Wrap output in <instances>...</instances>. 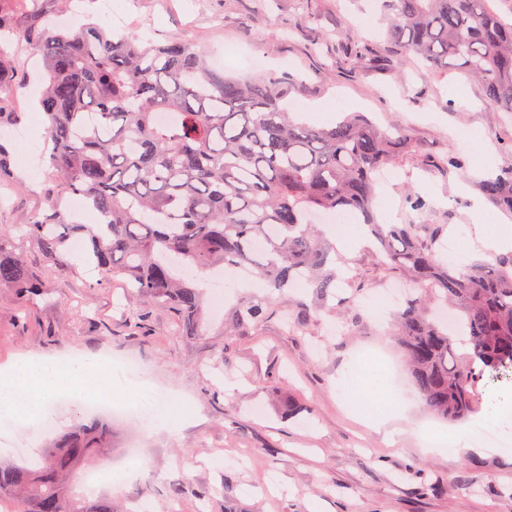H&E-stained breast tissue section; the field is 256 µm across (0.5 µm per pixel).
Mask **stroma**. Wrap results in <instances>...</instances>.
Here are the masks:
<instances>
[{
  "label": "stroma",
  "mask_w": 512,
  "mask_h": 512,
  "mask_svg": "<svg viewBox=\"0 0 512 512\" xmlns=\"http://www.w3.org/2000/svg\"><path fill=\"white\" fill-rule=\"evenodd\" d=\"M112 10L132 13L128 31L154 40L177 34L217 59L234 52L225 74L292 76L289 100L319 105L331 119L364 112L382 130L404 131L411 149L378 187V223L440 224L444 240L461 245L476 235V212H484L485 226L512 224L477 189L479 166L512 169V114L487 104L481 84L460 70L430 69L394 53L380 34L375 0H112ZM256 57L263 66H253ZM0 64L13 70V94L0 110L17 113L15 128L27 132L21 141L0 134L8 196L0 228L40 281L26 304L17 289L0 286V367L24 356L132 354L143 379L162 387L176 411L164 429L110 421L105 457L135 443L141 458L120 484L82 479L73 483L75 493L111 497L116 512L138 505L197 512L202 504L208 512H512V447L468 453L479 467L465 485L457 480V459L427 451L423 432L455 428L425 413L413 387L396 379L401 355L372 301L411 282L376 260L370 239L342 248L336 264L347 310L319 315L308 333L284 324L289 310L313 304L307 289L271 298L266 289L229 279L208 286L207 297H223L224 307L193 336L181 331L171 307L132 299L120 278L100 274L82 253L54 265L35 239L18 237L13 224L47 204L38 104L44 67L24 43ZM453 150L468 155L465 167H449ZM411 192L425 198L424 212L406 205ZM246 298L267 299V318L225 335V320ZM133 313L140 317L135 326ZM352 356L363 369L385 370L384 393L402 408L396 436L374 431L337 389L338 371ZM289 396L304 405L300 418H283ZM89 421L82 408L60 402L52 425L21 444L37 455Z\"/></svg>",
  "instance_id": "1"
}]
</instances>
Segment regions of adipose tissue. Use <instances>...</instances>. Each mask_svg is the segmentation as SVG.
<instances>
[{
  "instance_id": "1",
  "label": "adipose tissue",
  "mask_w": 512,
  "mask_h": 512,
  "mask_svg": "<svg viewBox=\"0 0 512 512\" xmlns=\"http://www.w3.org/2000/svg\"><path fill=\"white\" fill-rule=\"evenodd\" d=\"M383 376L375 370L361 371L356 361L342 367L337 387L358 401L366 420L381 426L391 420L396 406L391 399L369 400L370 391L380 387ZM112 390V375L105 372L98 356L87 355L66 363L47 358H22L0 369V424L18 420L40 422L46 397L61 394L75 403L93 394Z\"/></svg>"
}]
</instances>
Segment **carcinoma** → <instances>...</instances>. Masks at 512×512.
Returning <instances> with one entry per match:
<instances>
[{
  "instance_id": "cac0c4a2",
  "label": "carcinoma",
  "mask_w": 512,
  "mask_h": 512,
  "mask_svg": "<svg viewBox=\"0 0 512 512\" xmlns=\"http://www.w3.org/2000/svg\"><path fill=\"white\" fill-rule=\"evenodd\" d=\"M386 38L430 68L464 69L486 98L512 112V20L495 0H381ZM22 39L42 54L40 99L53 188L48 209L13 227L40 241L51 263L73 238L104 275L175 310L189 334L204 323L205 289L191 271L248 266L263 287L282 293L306 275L325 299L336 287V245L309 223L316 212L362 217L380 260L457 314L460 336L422 298L394 314L393 336L421 404L451 423L479 411L477 385L512 372V251L458 266L441 252L440 226L376 224L374 174L410 148L361 114L335 124L299 123L283 106L288 77L242 82L212 69L206 52L171 36H114L102 23L76 31L37 20ZM158 112L172 119L155 121ZM512 211V169L480 185ZM66 196L92 203L96 224H68ZM34 277L0 242V285L32 287ZM266 300H245L238 328L266 318ZM470 354L458 359L457 342ZM109 428L96 422L60 438L39 460L0 462V494L24 512H114L112 500L68 493L78 470L94 466Z\"/></svg>"
}]
</instances>
